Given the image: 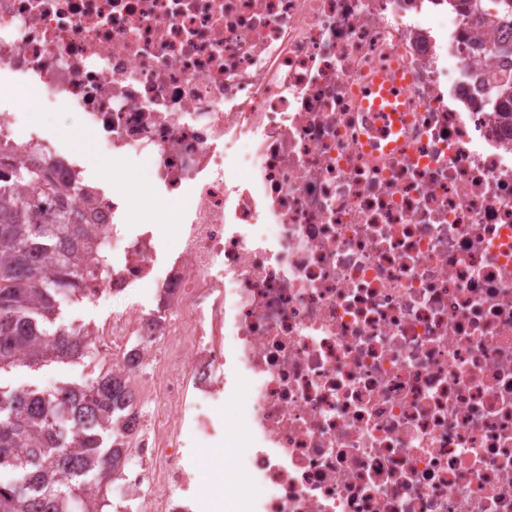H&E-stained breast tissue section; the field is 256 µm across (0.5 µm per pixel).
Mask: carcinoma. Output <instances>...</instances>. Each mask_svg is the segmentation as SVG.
<instances>
[{"label":"carcinoma","mask_w":512,"mask_h":512,"mask_svg":"<svg viewBox=\"0 0 512 512\" xmlns=\"http://www.w3.org/2000/svg\"><path fill=\"white\" fill-rule=\"evenodd\" d=\"M20 180L61 193L41 170L0 176V371L91 353L86 337L52 328L62 303L82 295L87 225L18 193ZM126 396L110 372L48 394L0 389V512H102L125 457L112 423Z\"/></svg>","instance_id":"carcinoma-1"}]
</instances>
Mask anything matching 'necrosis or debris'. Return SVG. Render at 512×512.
Wrapping results in <instances>:
<instances>
[{"label": "necrosis or debris", "mask_w": 512, "mask_h": 512, "mask_svg": "<svg viewBox=\"0 0 512 512\" xmlns=\"http://www.w3.org/2000/svg\"><path fill=\"white\" fill-rule=\"evenodd\" d=\"M497 45L512 22L456 0H0V142L70 188L83 297L112 301L87 334L131 395L126 512H512ZM28 89L115 178L148 161L156 223ZM192 443L228 453L193 471ZM39 108L45 115L42 125L50 129H66L71 135L70 140L84 151L88 167L112 185V161L97 154L92 144L91 136L81 128L78 116L66 112H49L41 106ZM41 112H32L33 118L39 119L42 114ZM83 134L88 136L84 137Z\"/></svg>", "instance_id": "obj_1"}]
</instances>
